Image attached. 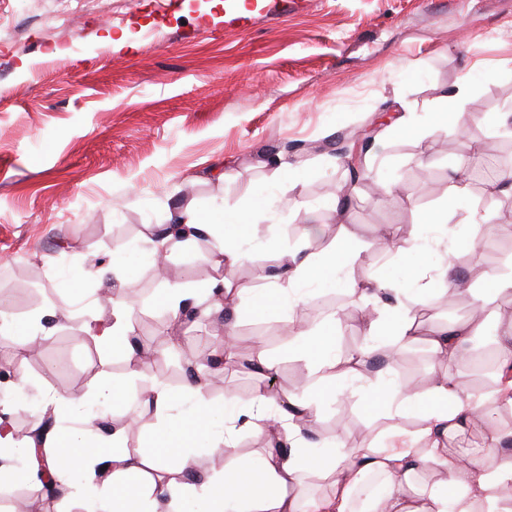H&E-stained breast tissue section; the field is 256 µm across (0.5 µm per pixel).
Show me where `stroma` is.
<instances>
[{
	"label": "stroma",
	"mask_w": 512,
	"mask_h": 512,
	"mask_svg": "<svg viewBox=\"0 0 512 512\" xmlns=\"http://www.w3.org/2000/svg\"><path fill=\"white\" fill-rule=\"evenodd\" d=\"M225 0H0V303L17 324V336L37 313L53 307V336L39 352L0 343V391L5 422L17 434L32 431L44 395L79 399L94 380L129 382L141 391L163 381L180 392L174 376L181 357L195 358L221 342L214 310L176 325L156 279V234L178 207L208 216L218 203L243 206L275 192L273 220L247 225L240 246L250 259L221 272L201 243L168 255L176 280L198 287L224 276L239 286L265 288L282 249L322 251V239L304 243L292 225L312 224L328 211L347 174L340 149L363 152L381 194L357 192L348 202L358 265L315 288L302 315L320 326L340 299L336 356L348 358L369 341L354 325L356 309L346 282L364 270L393 281L392 303L414 308L408 288L411 255L378 254L387 229L418 225L423 213L445 205L455 184L456 124L429 128L442 95L461 82L469 90L462 110L466 129L479 133L474 155L487 141L512 137L486 119L512 113V0H321L313 9L289 10L280 0H257L250 14L225 9ZM128 35L124 47L111 39ZM392 113L418 127L409 136L391 125ZM280 153L305 169L287 181L269 160ZM448 211V225L463 231L470 209L484 208L488 223L512 225V200L492 197L489 180ZM125 249L123 276L102 275L114 246ZM453 263L463 278L485 270H512V238L494 237L476 251L431 246L430 263ZM121 293L138 321V339L154 352L152 363L127 377V360L91 336V322H108L112 309L100 296ZM470 297L437 289L422 322L433 327L467 315ZM240 368L210 387L248 406L257 386L287 392L313 383L297 346L287 308L262 317L250 297L240 301L236 327ZM277 361L265 374L247 369L256 344ZM433 360L425 345L406 351L396 368L360 362L361 380L347 381L327 398L312 440L348 430L364 448L384 445L382 421L366 404V383L382 378L425 390ZM24 375L22 392L11 389ZM105 422L120 431L129 451H147L161 418L132 400L115 402Z\"/></svg>",
	"instance_id": "obj_1"
}]
</instances>
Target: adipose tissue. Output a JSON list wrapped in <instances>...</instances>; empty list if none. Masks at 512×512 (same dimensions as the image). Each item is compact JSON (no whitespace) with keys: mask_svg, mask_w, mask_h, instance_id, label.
Returning a JSON list of instances; mask_svg holds the SVG:
<instances>
[{"mask_svg":"<svg viewBox=\"0 0 512 512\" xmlns=\"http://www.w3.org/2000/svg\"><path fill=\"white\" fill-rule=\"evenodd\" d=\"M170 221L208 235L217 267L232 270L247 258L231 227L249 223V215L218 205L209 217L186 208L172 215ZM447 222V211L428 215L423 228L411 229L396 242L399 251L414 255L409 276L422 304L435 285L447 282L446 270L431 271L421 256L423 233L428 230L453 240ZM280 259L282 270L275 274L273 283L252 295L256 315H265L281 304L298 311L307 302V287L335 279L337 273L354 267L358 253L352 234L345 229L321 254L300 258L285 252ZM108 302L111 323L92 326L91 331L104 345L126 356L127 376L132 379L142 361L141 351L131 342L135 333L132 308L118 295L110 296ZM362 329L373 342L394 339L397 349L391 357L395 360L400 349L416 343L421 334L411 312L388 305L376 316L363 319ZM489 335L494 338L502 365L512 364V323L492 334L480 317L434 330L431 351L435 358L452 365L464 358L466 344ZM299 347L317 379L314 390L301 398L293 392L274 397L266 389H256L244 411L252 429L266 438L267 448L200 484L186 481L197 465L193 454L183 450L171 459L167 447L182 433L203 441L213 453L233 455L236 422L244 412L230 395L224 398L223 411H216L207 397L209 375L203 371L183 391L194 400L190 419L173 412L183 393L158 384L139 395L141 405L154 408L162 418L151 438L152 453L128 451L116 432L100 433L99 452L88 451L87 435L93 421L88 406L127 393L125 386L99 382L78 402L55 394L46 396L45 403L54 417L71 421L70 431L54 427L21 442L0 436V474L9 469L18 452L25 453L30 462L29 471L20 478L38 492L45 489L39 472H48L53 482L63 485L70 484L76 472H88L97 479V490L109 500L112 512H184L185 503L192 499L200 503L199 512H512V448L484 446L462 453L448 446L449 439L466 427L492 431L491 406L511 391L499 388L477 396L449 371L437 373L422 394L377 383L368 389V403L386 419V435L400 434V419L414 407L421 414V434L428 439V446L371 450L355 446L343 429L325 452L316 454L305 430L317 421L323 398L335 394L337 385L357 378L358 373L343 366L333 354L331 327L301 331ZM276 406L288 407V414H273ZM424 471L437 472V479L418 482V474ZM309 477L328 481L329 494L309 497L304 488Z\"/></svg>","mask_w":512,"mask_h":512,"instance_id":"adipose-tissue-1","label":"adipose tissue"}]
</instances>
